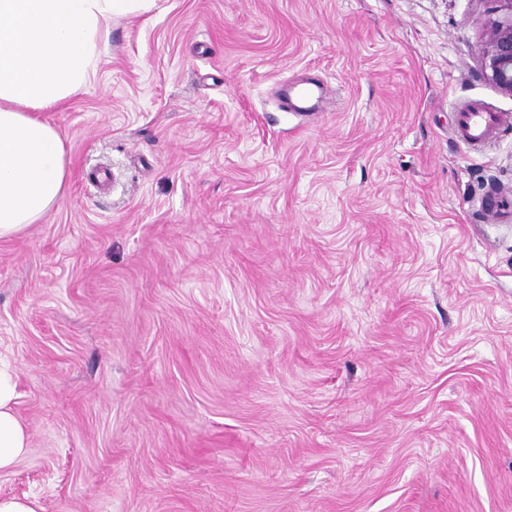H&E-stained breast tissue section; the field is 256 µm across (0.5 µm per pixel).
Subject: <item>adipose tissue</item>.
Masks as SVG:
<instances>
[{"mask_svg": "<svg viewBox=\"0 0 512 512\" xmlns=\"http://www.w3.org/2000/svg\"><path fill=\"white\" fill-rule=\"evenodd\" d=\"M155 0H0V240L41 222L63 198L69 161L40 116L83 92L113 21ZM15 376L0 365V473L30 447Z\"/></svg>", "mask_w": 512, "mask_h": 512, "instance_id": "obj_1", "label": "adipose tissue"}]
</instances>
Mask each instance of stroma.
Instances as JSON below:
<instances>
[{
    "instance_id": "35a3bbf8",
    "label": "stroma",
    "mask_w": 512,
    "mask_h": 512,
    "mask_svg": "<svg viewBox=\"0 0 512 512\" xmlns=\"http://www.w3.org/2000/svg\"><path fill=\"white\" fill-rule=\"evenodd\" d=\"M497 0H156L44 112L66 194L0 241L44 512H512ZM322 83L312 112L283 82ZM458 124L455 129L457 137L471 147H482L492 140L499 130L512 123V116L502 112L472 111L461 106Z\"/></svg>"
}]
</instances>
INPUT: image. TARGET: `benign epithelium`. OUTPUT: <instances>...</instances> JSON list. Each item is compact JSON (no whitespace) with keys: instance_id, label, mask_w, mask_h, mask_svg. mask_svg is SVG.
I'll return each instance as SVG.
<instances>
[{"instance_id":"7a95c632","label":"benign epithelium","mask_w":512,"mask_h":512,"mask_svg":"<svg viewBox=\"0 0 512 512\" xmlns=\"http://www.w3.org/2000/svg\"><path fill=\"white\" fill-rule=\"evenodd\" d=\"M498 2L509 11V18L494 21L486 29L480 68L485 79L512 95V0Z\"/></svg>"}]
</instances>
